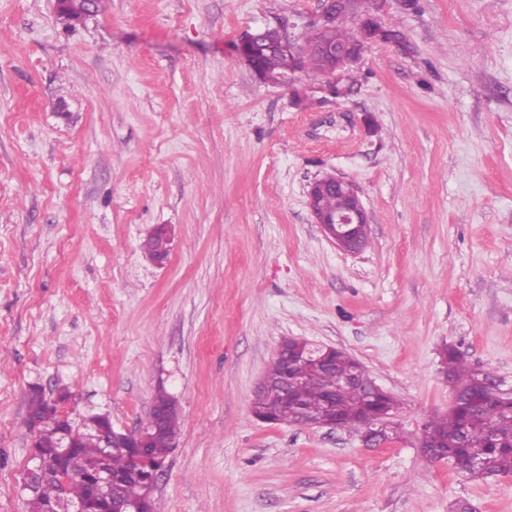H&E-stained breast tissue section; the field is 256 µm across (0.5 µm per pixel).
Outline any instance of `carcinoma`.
I'll list each match as a JSON object with an SVG mask.
<instances>
[{
	"mask_svg": "<svg viewBox=\"0 0 512 512\" xmlns=\"http://www.w3.org/2000/svg\"><path fill=\"white\" fill-rule=\"evenodd\" d=\"M85 4L86 0H58L59 11L70 20H79L86 15ZM257 35L263 46L259 63L278 75L305 68L313 74L331 75L333 57L322 51L321 42L343 46L355 40L347 15L328 32L312 30L297 54L282 46L287 35L279 27H265ZM441 364L453 389L456 406L428 420L424 424L425 437L442 445L448 444L460 459L481 461L479 468L457 470L468 479L485 481L492 476L512 474V398L498 391L492 372L472 366L453 347L443 349ZM287 373L288 361L274 358L266 378L277 384ZM352 373L353 359L342 350L320 363L301 361L292 374L299 384L290 394L283 396L271 392L252 402V407L273 423H298L312 416L335 418L349 428L362 429L366 418L379 409V404L373 400L363 372L358 374L359 381L339 385L343 377ZM27 415L28 421L34 420L38 425L35 448L46 465L55 468L59 430L64 421L57 410L49 409V400L39 389L32 390L28 396ZM179 420L177 408L167 409L163 416L165 435L151 440L142 452L132 445L111 447L104 457L101 439L94 433L83 435L78 448L83 466L65 472L63 479L55 474L42 482L37 493L29 498V512H45L46 506L61 496L75 501L86 500L94 472L103 463L115 476H123L133 468L139 469L142 479H128L112 490V495L122 501H138L144 492V479L150 476L155 464L165 462L171 452Z\"/></svg>",
	"mask_w": 512,
	"mask_h": 512,
	"instance_id": "cac0c4a2",
	"label": "carcinoma"
}]
</instances>
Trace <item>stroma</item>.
Instances as JSON below:
<instances>
[{
  "mask_svg": "<svg viewBox=\"0 0 512 512\" xmlns=\"http://www.w3.org/2000/svg\"><path fill=\"white\" fill-rule=\"evenodd\" d=\"M321 0H0V512H27L31 388L118 431L177 402L156 512H512L419 448L451 345L512 386V0H359L350 71L262 80L238 53ZM351 181L365 247H336L310 184ZM172 231L160 266L141 243ZM287 337L343 349L396 400L397 439L265 423Z\"/></svg>",
  "mask_w": 512,
  "mask_h": 512,
  "instance_id": "1",
  "label": "stroma"
}]
</instances>
